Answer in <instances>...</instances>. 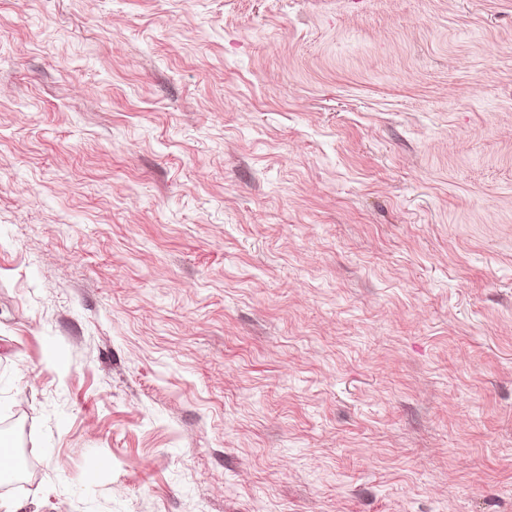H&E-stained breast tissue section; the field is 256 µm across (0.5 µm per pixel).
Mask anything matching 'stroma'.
I'll use <instances>...</instances> for the list:
<instances>
[{"label":"stroma","mask_w":512,"mask_h":512,"mask_svg":"<svg viewBox=\"0 0 512 512\" xmlns=\"http://www.w3.org/2000/svg\"><path fill=\"white\" fill-rule=\"evenodd\" d=\"M4 435L0 512H512V0H0Z\"/></svg>","instance_id":"1"}]
</instances>
